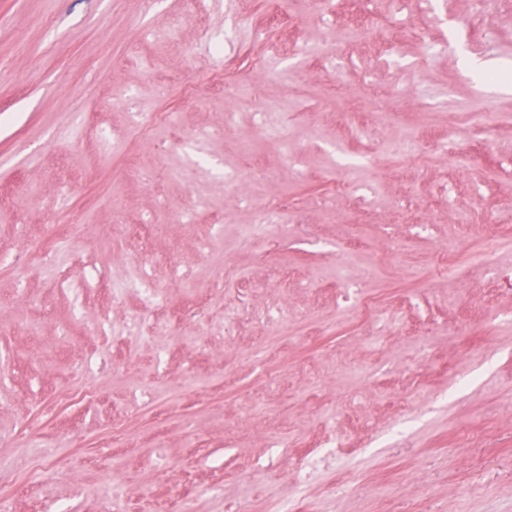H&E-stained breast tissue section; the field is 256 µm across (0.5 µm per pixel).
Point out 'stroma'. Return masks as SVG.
Listing matches in <instances>:
<instances>
[{
  "mask_svg": "<svg viewBox=\"0 0 512 512\" xmlns=\"http://www.w3.org/2000/svg\"><path fill=\"white\" fill-rule=\"evenodd\" d=\"M403 22L384 21L392 0H328L320 17L289 0H0V251L42 243L63 197L87 206L72 229L74 250L52 264L0 262V457L20 460L18 440L34 429L39 451L76 462L52 469L37 495L18 494L12 512H229L241 502L268 512L302 485L305 505L326 512H512V82L470 73L477 56L512 71V0H401ZM43 13L55 27L30 25ZM178 38H155L169 17ZM139 17L140 28L129 21ZM240 19L232 51L214 58L205 30ZM265 31L264 39L252 36ZM340 47L349 65L303 58L301 46ZM434 53L417 65L423 44ZM407 66H381L388 49ZM236 80L266 99H288V145L303 171L295 180L279 145L260 140L259 107L235 98ZM169 86L166 99L155 83ZM198 88L185 99L184 84ZM146 109L175 113L157 136L127 132L124 92ZM489 102L501 115L492 135L463 124L432 125L428 108L465 111ZM234 113L225 124V113ZM426 145H442L424 167L386 166L385 145L401 125ZM211 133L207 175L162 176L163 156L181 159L191 135ZM255 140L239 160L237 143ZM471 154L468 168L450 153ZM360 160L369 202L336 187L339 154ZM289 197L302 229L283 224L246 238L267 205ZM204 199L194 223L179 212ZM170 211L160 213L159 200ZM460 212L492 214L494 225L463 228ZM223 225L216 234L215 225ZM499 235L493 271L460 263L456 275L430 260L449 242L476 248ZM96 266L101 276L78 277ZM146 267L166 299L167 332L150 330L154 312L139 291L117 296L111 283ZM180 267L200 281L222 275L213 294L186 288ZM68 287H54L65 271ZM235 312L224 327L225 309ZM200 320L182 325L185 310ZM288 313L284 331L259 335L266 312ZM29 318L35 331L20 327ZM142 328H132L133 320ZM106 320L108 336L95 324ZM335 324L321 336L322 322ZM106 354L114 371L92 400L59 402L78 367ZM366 374L354 375L355 366ZM276 367L275 387L263 379ZM192 402L182 418L156 421L143 405L172 388ZM271 403L250 416L255 398ZM128 448L104 450L112 425ZM481 436L456 447V432ZM340 436L335 469L301 481L306 461ZM123 487L120 506L100 495ZM479 493H471L473 484Z\"/></svg>",
  "mask_w": 512,
  "mask_h": 512,
  "instance_id": "obj_1",
  "label": "stroma"
}]
</instances>
